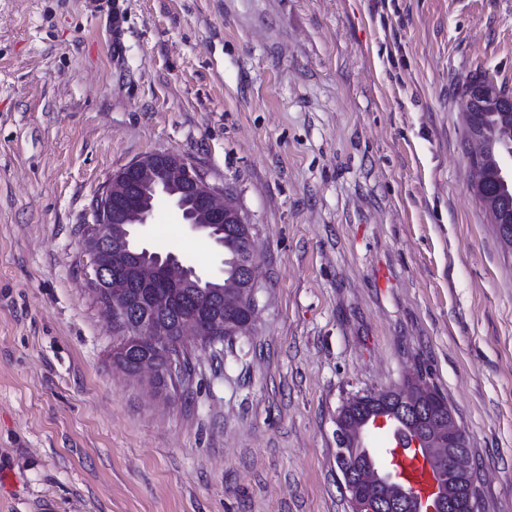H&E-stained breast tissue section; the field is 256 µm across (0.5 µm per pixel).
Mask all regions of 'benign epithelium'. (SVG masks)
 Returning <instances> with one entry per match:
<instances>
[{
	"instance_id": "obj_1",
	"label": "benign epithelium",
	"mask_w": 512,
	"mask_h": 512,
	"mask_svg": "<svg viewBox=\"0 0 512 512\" xmlns=\"http://www.w3.org/2000/svg\"><path fill=\"white\" fill-rule=\"evenodd\" d=\"M469 143L473 147L472 189L482 196L486 187L485 145L476 136L471 137ZM494 167L500 183L509 186L512 183L511 148L496 153ZM147 190L155 198L158 192H163V196L186 210L185 220L190 230L206 235L221 247L224 246V225H241L247 249L241 263L243 287L239 289V300L250 308L253 320L257 310V282L252 227L236 205L217 202L214 189L184 158L171 153H151L132 162L114 174L94 200L93 222L83 231L84 247L93 267L91 285L108 291L112 320L136 325L135 331L125 337L115 353L124 355L133 346L151 347L156 356L140 360L132 373L147 369L159 373L158 359L161 358L166 367L161 378L167 383L177 379L185 383L191 377L184 362L185 337L193 336L207 346L223 342L224 314L189 315L171 326L157 319V294L152 289L222 288L224 280L204 279L175 257L150 258V250L137 238V228L147 223L152 207L129 204ZM431 395L428 386L415 382L410 383V390L403 395L405 406L401 413L407 421L418 424L421 441L416 446L424 448L433 475L428 485L412 493L405 492L411 512H480L466 432L451 411L445 420L426 413L424 403ZM380 416L386 417L388 413H372L364 423L356 425L347 418V406H341L336 414L335 457L352 512H395L404 506L394 494L403 486L376 469L373 463L361 461L363 435L371 428L384 427L378 420Z\"/></svg>"
}]
</instances>
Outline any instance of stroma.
Returning <instances> with one entry per match:
<instances>
[{"mask_svg": "<svg viewBox=\"0 0 512 512\" xmlns=\"http://www.w3.org/2000/svg\"><path fill=\"white\" fill-rule=\"evenodd\" d=\"M0 0V512H351L334 419L424 377L512 512V253L460 95L512 93V0ZM183 157L253 226L257 316L158 392L112 363L81 228ZM224 253L158 201L140 243ZM469 143L473 147L472 165L474 169V180L472 189L477 196H483L486 187V170L483 163L485 145L483 141L476 136L471 137Z\"/></svg>", "mask_w": 512, "mask_h": 512, "instance_id": "obj_1", "label": "stroma"}]
</instances>
